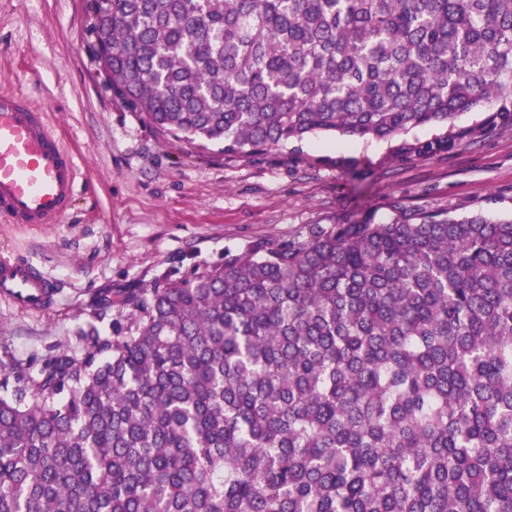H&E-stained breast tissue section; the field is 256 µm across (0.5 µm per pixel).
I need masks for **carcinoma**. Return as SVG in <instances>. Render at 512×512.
Returning a JSON list of instances; mask_svg holds the SVG:
<instances>
[{
    "instance_id": "1",
    "label": "carcinoma",
    "mask_w": 512,
    "mask_h": 512,
    "mask_svg": "<svg viewBox=\"0 0 512 512\" xmlns=\"http://www.w3.org/2000/svg\"><path fill=\"white\" fill-rule=\"evenodd\" d=\"M112 92L200 149L389 139L492 104L512 0H92ZM0 362V512H512V219L419 213L224 251Z\"/></svg>"
}]
</instances>
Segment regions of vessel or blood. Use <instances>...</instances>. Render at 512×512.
I'll return each instance as SVG.
<instances>
[{"label": "vessel or blood", "mask_w": 512, "mask_h": 512, "mask_svg": "<svg viewBox=\"0 0 512 512\" xmlns=\"http://www.w3.org/2000/svg\"><path fill=\"white\" fill-rule=\"evenodd\" d=\"M77 161L40 112L19 95H0V214L15 224H52L76 190ZM0 296L25 310L49 306L55 284L22 259L0 255Z\"/></svg>", "instance_id": "obj_1"}]
</instances>
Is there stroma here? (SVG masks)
Here are the masks:
<instances>
[{
	"mask_svg": "<svg viewBox=\"0 0 512 512\" xmlns=\"http://www.w3.org/2000/svg\"><path fill=\"white\" fill-rule=\"evenodd\" d=\"M93 21L91 0H0V93L43 112L80 169L57 223L0 218V253L57 284L55 304L42 310L0 299V360L77 351L97 296L204 270L228 249L369 217H512V128L445 154L402 153L403 142L479 125L484 112L388 140L331 132L263 155L202 150L160 133L112 94L93 51ZM339 156L353 169L334 166Z\"/></svg>",
	"mask_w": 512,
	"mask_h": 512,
	"instance_id": "35a3bbf8",
	"label": "stroma"
}]
</instances>
